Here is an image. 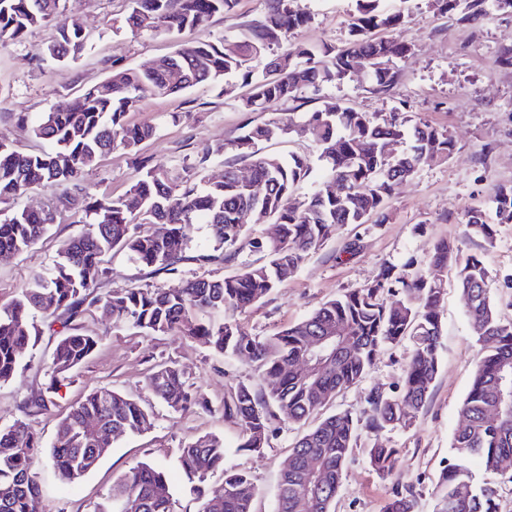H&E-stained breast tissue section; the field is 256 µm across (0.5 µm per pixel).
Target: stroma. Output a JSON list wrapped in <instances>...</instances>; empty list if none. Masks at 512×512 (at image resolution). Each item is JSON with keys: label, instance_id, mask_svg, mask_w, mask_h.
<instances>
[{"label": "stroma", "instance_id": "stroma-1", "mask_svg": "<svg viewBox=\"0 0 512 512\" xmlns=\"http://www.w3.org/2000/svg\"><path fill=\"white\" fill-rule=\"evenodd\" d=\"M303 4L311 20L289 34V44L319 49L346 42L351 0H303ZM126 8L127 0H67V15L78 19L90 37L84 54L67 67L41 54L55 32L54 25L35 27L21 39L0 43V142L22 154L48 149V142L32 132L44 112L102 81L113 62L146 68L174 51L180 40L176 34L114 32L112 20ZM407 8L408 23L393 30L391 36L409 43L412 53L400 62L392 89L375 93L358 73L350 82L326 86L323 94L362 112L405 113L414 122L446 131L454 151L448 160L420 165L396 186L387 203L386 223L345 225L336 238L310 252L287 285L241 315L242 326L252 335H270L326 300L374 283L387 266L413 275L425 268L435 242L443 238L458 241L463 252L483 255L493 277L498 308L512 320V224L494 225V239L489 243L464 235L467 211L477 206L493 211L494 187L512 185V68L496 63L501 51L512 48V12L499 11L488 20L463 21L458 14L437 10L432 0H409ZM266 11V0H239L235 14L214 16L199 36H236L243 25L261 20ZM128 119L154 125L155 135L140 145L137 154L117 150L87 168L80 184L89 196L123 195L135 178L139 157L164 163L195 182L203 177L221 179L228 161L235 162L239 173L248 174V160L237 157L231 144L244 125L260 122L261 117L242 111L237 101L205 85L176 96L147 98ZM221 143L226 146L222 156L211 158L204 172L192 169L197 156ZM82 210L78 204L57 213L48 235L31 250L0 258V303L20 294L35 271L51 267L63 245L82 231ZM271 231L268 224L248 225L234 260L184 263L177 276L155 273L127 255L117 254L108 263L107 285L176 288L192 275L229 276L243 263L259 259L252 244ZM348 241L358 244L356 255L343 253ZM437 275L445 285L440 312L441 368L429 399L410 428L368 435L352 450L336 512H383L392 498L395 479L379 477L369 465L368 450L375 442L399 449L398 470L414 486L416 512H433L451 439L461 423L458 408L469 389L480 351L453 269H440ZM81 331L100 337L101 344L61 387L55 406L34 419L43 446L51 445L68 408L103 386L151 406L155 425L146 433L130 434L115 443L99 465L75 484H61L51 467L43 466L36 512H93L113 483L141 462L167 468L178 490L177 512H198L199 504L185 490L175 460L179 448L206 433L223 437L228 464L250 475L258 489L255 512H275L279 474L298 429L274 420L269 444L262 453L237 451L239 431L224 419V394L240 383L262 389L251 363L217 356L188 336H146L132 327L113 325L99 309L85 314ZM53 346L52 337L42 336L37 347L28 352L25 368L0 384V428L20 417L19 406L25 397L43 390ZM411 350L406 342L382 351L365 379L337 394L323 408V415L339 411L362 415L372 388L399 386ZM159 362L180 367L207 402V410L174 414L157 401L145 378L151 366Z\"/></svg>", "mask_w": 512, "mask_h": 512}]
</instances>
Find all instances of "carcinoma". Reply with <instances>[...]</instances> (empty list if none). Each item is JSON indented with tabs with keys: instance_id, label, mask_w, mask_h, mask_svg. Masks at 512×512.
<instances>
[{
	"instance_id": "cac0c4a2",
	"label": "carcinoma",
	"mask_w": 512,
	"mask_h": 512,
	"mask_svg": "<svg viewBox=\"0 0 512 512\" xmlns=\"http://www.w3.org/2000/svg\"><path fill=\"white\" fill-rule=\"evenodd\" d=\"M67 0H0V41L22 38L29 29L56 23L57 36L42 53L62 66L79 58L88 36L75 20H61ZM130 9L115 20L116 29L133 34L152 29L161 34L195 32L216 14L231 13L238 0H129ZM355 11L345 45L317 51L286 48L288 32L305 26L310 15L301 0H268L264 18L234 38L190 39L178 44L162 69L128 67L115 60L112 72L74 99L56 104L32 128L51 142L49 152L20 154L0 144V202H14L34 187L61 190L58 203L76 201L72 191L84 170L111 151L134 152L155 128L131 124L127 115L148 96L187 92L198 85L221 88L245 112L264 113L278 100L315 95L328 84L351 80L355 64L365 66L373 91L386 93L399 75L397 62L411 53L406 43L377 37L374 31L404 25L409 14L403 0H354ZM445 13L463 8L462 18L478 20L489 9L512 11V0H434ZM399 112H361L326 97L311 112L270 116L233 142L250 162L251 179L224 165V176L201 185L173 175L163 163L140 161V175L125 194L86 202L85 228L70 238L46 273L34 275L14 299L0 305V382L22 366L36 345L41 318L56 338L46 391L23 399L22 417L0 429V512H31L40 495L37 470L43 445L30 418L55 405L67 375L97 349L100 337L78 332V321L100 306L113 323L149 334H181L203 341L224 357L250 360L266 390L240 383L224 394V419L239 429L237 450L259 453L268 444L271 420L281 414L304 427L281 473L276 512H335L336 499L351 450L362 432L408 428L425 406L439 373L440 294L431 277L418 272L407 280L388 267L376 283L352 288L324 302L294 324L263 338L246 332L238 314L262 302L294 277L305 256L321 248L347 224L385 220L394 186L411 177L425 158L448 159L454 144L431 125H409ZM309 136L320 151L324 180L309 194L298 186L311 177L306 156L287 158L261 153L257 145L296 132ZM499 224L512 223V186L494 192ZM278 226L275 238L258 244L263 257L242 264L228 277L193 276L179 288L134 286L103 288L104 264L114 251L154 269L176 275L190 239L186 228L206 225L211 252L195 260L225 262L248 224ZM54 223L50 210H15L0 219V253L31 249ZM143 224L162 231L141 233ZM466 233L493 243V229L483 209L466 214ZM432 268H455L458 289L473 335L481 345L470 389L459 407L462 426L451 442L452 457L441 478L435 512H499L496 477L512 471V322L497 309L490 270L479 254H465L441 239L428 258ZM345 327V352L312 376L298 370L311 340ZM412 342L411 359L396 391L373 388L366 416L348 411L310 418L361 382L383 350ZM146 385L175 413L206 407L184 372L173 364L154 365ZM154 426L153 412L135 398L100 387L72 405L61 419L47 462L58 479L73 484L92 471L114 443ZM399 449L373 444L370 465L380 477L396 471ZM224 439L204 434L184 445L176 466L190 493L201 501L199 512H253L257 490L250 476L227 464ZM321 461L316 479L306 460ZM223 482L210 490L203 483L213 471ZM175 490L168 471L140 463L112 485L106 502L94 512H175ZM383 512H415L413 486L403 485Z\"/></svg>"
}]
</instances>
